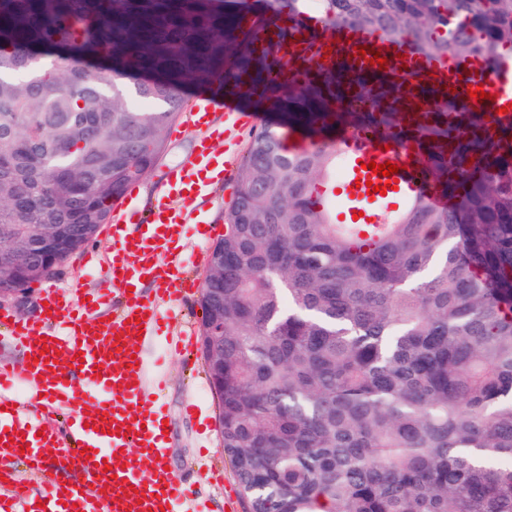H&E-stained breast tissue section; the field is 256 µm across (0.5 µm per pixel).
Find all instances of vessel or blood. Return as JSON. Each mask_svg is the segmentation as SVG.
Masks as SVG:
<instances>
[{"label": "vessel or blood", "mask_w": 512, "mask_h": 512, "mask_svg": "<svg viewBox=\"0 0 512 512\" xmlns=\"http://www.w3.org/2000/svg\"><path fill=\"white\" fill-rule=\"evenodd\" d=\"M290 56L310 55L312 65L345 67L366 77L387 72L417 84L422 109L454 97L486 113L491 124L512 121V60L497 64L475 57H438L415 51L409 42L360 26L324 30L317 15L304 14L289 28ZM368 53H361V46ZM386 57V68L372 64V53ZM483 88L486 101L470 97ZM220 90L201 94L190 111L200 132L190 162L166 168L163 194L148 215L120 203L113 211L112 251L101 264L102 283L91 294L52 292L42 300L37 321L0 310L5 329L24 354L20 366L0 364V512H177L192 501L191 491L165 468L163 408L145 393V366L136 364L143 342L158 334L166 313L199 290L177 259L195 202L229 179L235 158L216 150L225 126L215 112ZM344 176L337 199H356L363 213L375 211L380 197L390 210L422 196L447 207L446 195L431 191L415 162L412 144L361 129L346 135L341 149ZM397 165V182L386 194L360 191L359 182L385 185L371 163ZM112 307L110 319L98 313ZM29 386L30 406L16 404L13 384ZM68 412L67 435L42 430L45 411ZM20 462L40 476L42 491L23 490L18 474L2 460Z\"/></svg>", "instance_id": "vessel-or-blood-1"}]
</instances>
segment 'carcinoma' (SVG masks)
Segmentation results:
<instances>
[{"label":"carcinoma","instance_id":"obj_1","mask_svg":"<svg viewBox=\"0 0 512 512\" xmlns=\"http://www.w3.org/2000/svg\"><path fill=\"white\" fill-rule=\"evenodd\" d=\"M229 2L0 0V225L107 223L164 152L185 81L250 85L316 146L254 135L200 292L224 323L208 371L248 512H512V124L453 99L412 118L418 87L387 75L343 97L334 70L279 81L281 43L255 48ZM320 2L325 25L426 55L512 45V0ZM363 125L411 141L455 203L375 225L317 207L330 136Z\"/></svg>","mask_w":512,"mask_h":512}]
</instances>
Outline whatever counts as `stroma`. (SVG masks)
<instances>
[{"instance_id": "35a3bbf8", "label": "stroma", "mask_w": 512, "mask_h": 512, "mask_svg": "<svg viewBox=\"0 0 512 512\" xmlns=\"http://www.w3.org/2000/svg\"><path fill=\"white\" fill-rule=\"evenodd\" d=\"M243 108L251 112L253 126L231 130L217 145L218 151L240 159L245 157L256 129L281 121L279 115L255 110L252 102H244ZM196 137L191 130L178 137L168 136L158 162L133 187L139 209H148L154 203L163 169L191 157ZM235 190V184L225 183L195 203V215L207 232L202 235L199 227H189L182 241V259L192 276L205 278L210 250L224 233V214L233 202ZM111 246L110 227L101 225L91 242L71 253L48 277L31 284L26 299H2L0 307L15 317L36 319L42 315L41 298L47 291L68 290L78 282L90 291L98 288L97 278L87 275L83 261L90 253L108 254ZM201 318L197 297H190L185 312L171 321L168 333L146 343V391L166 405L168 463L192 487L204 512H247L224 456L217 398L200 354Z\"/></svg>"}]
</instances>
